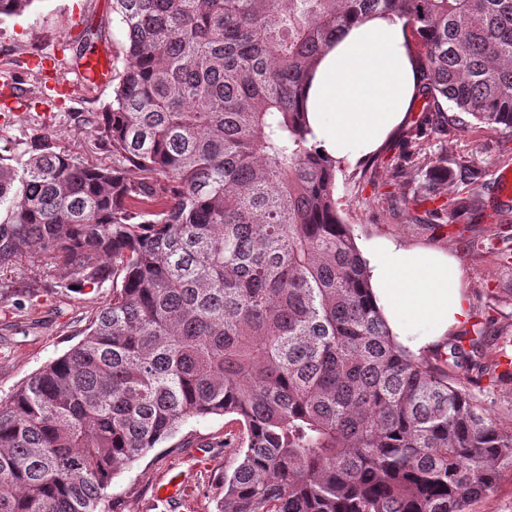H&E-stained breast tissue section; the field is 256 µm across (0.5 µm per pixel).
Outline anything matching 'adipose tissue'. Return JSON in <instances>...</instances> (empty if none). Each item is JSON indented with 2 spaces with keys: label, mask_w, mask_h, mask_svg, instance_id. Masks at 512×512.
<instances>
[{
  "label": "adipose tissue",
  "mask_w": 512,
  "mask_h": 512,
  "mask_svg": "<svg viewBox=\"0 0 512 512\" xmlns=\"http://www.w3.org/2000/svg\"><path fill=\"white\" fill-rule=\"evenodd\" d=\"M401 20L374 16L324 53L307 85L314 141L333 158L374 151L403 119L417 74ZM373 299L398 344L419 355L467 317L458 263L448 254L393 242L369 248Z\"/></svg>",
  "instance_id": "adipose-tissue-1"
}]
</instances>
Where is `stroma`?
<instances>
[{
    "mask_svg": "<svg viewBox=\"0 0 512 512\" xmlns=\"http://www.w3.org/2000/svg\"><path fill=\"white\" fill-rule=\"evenodd\" d=\"M124 34L112 0H34L23 14L0 18V158L19 154L31 141L49 139L57 152L104 161L81 116L102 111L111 84L89 89L77 69L82 54L105 51L112 68L123 69ZM416 101L404 124L421 122L424 153L448 156L453 173L449 194L465 190L462 168L482 176L485 210L472 218L416 223L432 208L424 174L406 179L392 166L399 150L381 145L374 157L345 161L337 197L345 198L347 220L358 245L392 241L447 252L462 272L468 321L482 322L487 357L512 358V224H499L495 206L498 176L512 169V130L476 125L473 119L442 124ZM64 269L19 258L0 271V400L32 373L75 345L83 319L112 296L111 287L70 288ZM221 417L192 418L175 435L121 466L107 490L116 512H218L224 475L236 460L224 451ZM187 488L182 506L172 508L158 494L171 478Z\"/></svg>",
    "mask_w": 512,
    "mask_h": 512,
    "instance_id": "1",
    "label": "stroma"
}]
</instances>
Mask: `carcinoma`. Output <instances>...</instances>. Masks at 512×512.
<instances>
[{
	"label": "carcinoma",
	"instance_id": "1",
	"mask_svg": "<svg viewBox=\"0 0 512 512\" xmlns=\"http://www.w3.org/2000/svg\"><path fill=\"white\" fill-rule=\"evenodd\" d=\"M32 0H0V16ZM126 66L81 122L109 164L47 140L0 164V265L64 267L112 298L0 401V512H105L116 467L189 418L232 416L219 512H468L504 466L474 392L512 380L483 331L416 356L391 337L302 112L312 66L385 13L426 111L512 130V0H112ZM427 159L428 210L448 197ZM466 382L457 380L458 374Z\"/></svg>",
	"mask_w": 512,
	"mask_h": 512
}]
</instances>
